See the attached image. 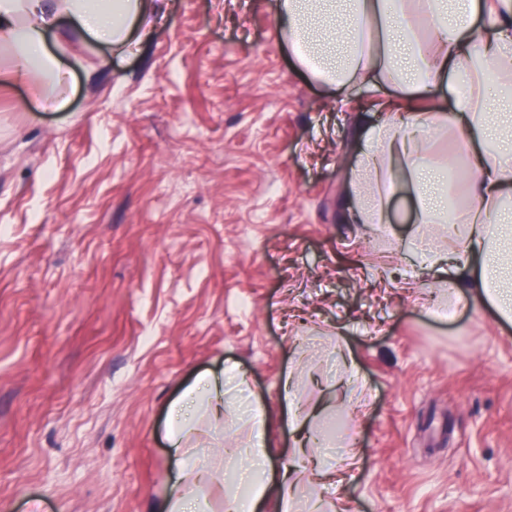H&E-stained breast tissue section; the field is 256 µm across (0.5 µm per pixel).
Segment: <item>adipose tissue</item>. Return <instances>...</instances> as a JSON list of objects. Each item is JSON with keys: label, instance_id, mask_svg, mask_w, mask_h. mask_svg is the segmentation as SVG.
<instances>
[{"label": "adipose tissue", "instance_id": "ef3b65f1", "mask_svg": "<svg viewBox=\"0 0 512 512\" xmlns=\"http://www.w3.org/2000/svg\"><path fill=\"white\" fill-rule=\"evenodd\" d=\"M160 0H0V46L15 50L22 77L67 78L48 31L70 20L119 53L148 38ZM278 30L297 63L350 94L366 86L393 104L362 136L350 220H385L384 189L401 176L423 224L452 223L447 246L423 243L429 270L448 278L451 295H468L512 321V98L491 100L488 75L512 85V0H278ZM454 94L451 108L418 102ZM458 167L456 207L442 189L446 170L431 155L440 135ZM176 476L163 512H202L205 469L190 462L180 427L168 433Z\"/></svg>", "mask_w": 512, "mask_h": 512}]
</instances>
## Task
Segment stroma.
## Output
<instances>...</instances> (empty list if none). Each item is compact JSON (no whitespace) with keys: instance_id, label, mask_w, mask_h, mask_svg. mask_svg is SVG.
Instances as JSON below:
<instances>
[{"instance_id":"35a3bbf8","label":"stroma","mask_w":512,"mask_h":512,"mask_svg":"<svg viewBox=\"0 0 512 512\" xmlns=\"http://www.w3.org/2000/svg\"><path fill=\"white\" fill-rule=\"evenodd\" d=\"M123 55L71 23L50 108L0 81V512H161L171 410L192 462L229 472L264 423L294 454L288 405L357 452L324 512H512V324L448 302L388 223L349 220L358 142L381 113L300 72L275 0H162ZM215 424L202 381L227 367ZM290 390H283L284 379Z\"/></svg>"}]
</instances>
